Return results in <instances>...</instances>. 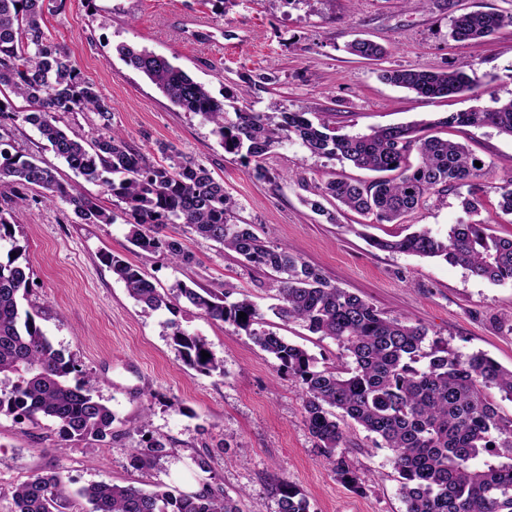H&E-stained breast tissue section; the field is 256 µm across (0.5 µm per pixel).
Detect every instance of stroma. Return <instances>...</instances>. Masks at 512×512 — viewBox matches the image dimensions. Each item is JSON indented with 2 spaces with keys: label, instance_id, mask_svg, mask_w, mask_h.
Listing matches in <instances>:
<instances>
[{
  "label": "stroma",
  "instance_id": "1",
  "mask_svg": "<svg viewBox=\"0 0 512 512\" xmlns=\"http://www.w3.org/2000/svg\"><path fill=\"white\" fill-rule=\"evenodd\" d=\"M469 11L512 14V0H238L218 11L215 0H64L46 10L45 25L86 77L112 105V126L137 148L159 158L167 144L193 155L238 203L237 214L257 235L292 248L331 283L358 294L391 316L423 324L429 338L463 353L482 351L512 368V282L494 284L439 258H422L371 247L370 237L391 238L424 228L447 237L456 224L482 222L512 237V215L499 210V188L512 179V137L491 127H451L442 137L466 143L483 163L477 211L466 210L467 188L449 191L406 224H379L351 211L335 222L307 204L315 186L343 175L373 179V172L312 154L296 142L276 147L263 160L270 177L256 179L237 156L225 153L210 125L175 106L116 51L129 44L167 58L215 98L238 93L247 77L273 75L253 88L254 109L270 103L327 113L348 134L366 133L419 120L437 119L473 107L489 108L490 97L422 98L382 80L383 71H445L472 65L480 82L512 90V26L484 42L457 43L453 17ZM368 38L384 45L377 60L350 55L347 44ZM13 144L56 167L99 205L118 211L99 184L75 177L37 130L24 122L12 129ZM28 193L10 238L0 241V261L15 257L30 269L26 303L49 341L96 382L111 407L116 441H70L61 446L48 418L18 422L0 414V512H11L17 485L43 470L62 472L70 495L59 512H88L79 488L109 482L150 488L164 484L185 492L199 488L192 457L207 450L212 475L229 495L241 496L244 512H277V479L294 485L310 512H405L399 477L388 449L376 436L350 425L353 467L364 475L361 490L328 469L303 421L297 382L278 374L276 360L242 329L206 319L186 301L173 310L149 311L130 297L104 264L112 254L144 271L160 292L177 284L228 292L230 301L249 296L288 342L304 348L318 367H336L342 352L329 338L298 322L270 314L277 283L270 273L186 226L169 224L165 237L193 254L175 265L163 253H146L128 238L124 219L88 224L64 203H39ZM206 339L223 372L187 365L173 341L175 329ZM164 437L168 454L149 472L133 467L140 428Z\"/></svg>",
  "mask_w": 512,
  "mask_h": 512
}]
</instances>
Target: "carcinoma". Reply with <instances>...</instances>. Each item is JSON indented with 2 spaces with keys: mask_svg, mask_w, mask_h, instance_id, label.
Returning <instances> with one entry per match:
<instances>
[{
  "mask_svg": "<svg viewBox=\"0 0 512 512\" xmlns=\"http://www.w3.org/2000/svg\"><path fill=\"white\" fill-rule=\"evenodd\" d=\"M45 0H0V129L22 120L37 129L57 157L77 176L101 185L123 204L133 245L152 253L160 248L177 265L193 255L174 238L152 235L163 224H184L197 236L212 240L254 267L278 275V304L273 314L298 321L315 334L334 340L345 365L320 369L315 358L266 328L257 306L243 297L229 302L217 293L197 291L179 283L169 297L139 268L115 256L104 261L129 295L145 309H169L183 299L213 321L246 331L253 343L278 361V370L293 376L301 390L304 422L333 473L359 489L361 478L348 462L347 421L376 434L380 447L390 449L400 478L405 512H512V417L502 415L486 391L495 389L512 400V369L503 368L483 352L459 354L448 343L428 340V330L405 318L390 317L359 295L329 282L291 248L260 238L251 224L237 223V202L224 191L195 157L165 145V163H154L120 132L111 129L112 105L101 97L70 54L45 30ZM512 26V15L470 11L451 21L449 36L468 42ZM348 52L373 60L384 48L364 38ZM124 62L144 74L170 102L213 125L224 151L254 163L253 175L268 178L264 157L288 140L300 141L311 153L347 162L361 169L390 172L372 181L332 178L315 187L311 209L334 219L322 201L376 222L402 224L407 217L451 188H475L482 168L475 166L468 146L436 135H425L427 123L372 129L365 134L336 130L325 116L308 108L266 112L250 106L226 105L215 99L168 59L126 44L117 46ZM381 78L419 97L484 94L494 99L490 110L475 108L450 113L437 126L493 127L512 136V91L480 86L464 69L387 70ZM23 99L20 112L13 98ZM60 112H93L107 133L87 140L58 125ZM38 187L43 199L61 201L92 224H112L114 213L96 199L59 178L58 170L16 149L0 135V193L8 192L18 206L27 191ZM371 246L388 252L441 257L494 284L512 282V238L489 232L477 222L454 225L448 237L427 230L400 239H373ZM29 288L28 267L0 262V412L16 420L41 417L58 423L62 440L110 442L112 410L95 397L94 382L77 378L74 361L52 345L35 314L22 308ZM246 313V319L238 313ZM173 342L182 360L200 371L223 370L206 340L175 328ZM210 357L202 358V352ZM166 444L142 434L133 465L148 470L164 455ZM278 512H309L307 499L291 484L276 485ZM76 496L90 512H243L240 501L224 488L202 479L194 492L156 485L152 489L97 482ZM12 512H55L67 499L60 472L41 471L18 485Z\"/></svg>",
  "mask_w": 512,
  "mask_h": 512,
  "instance_id": "carcinoma-1",
  "label": "carcinoma"
}]
</instances>
